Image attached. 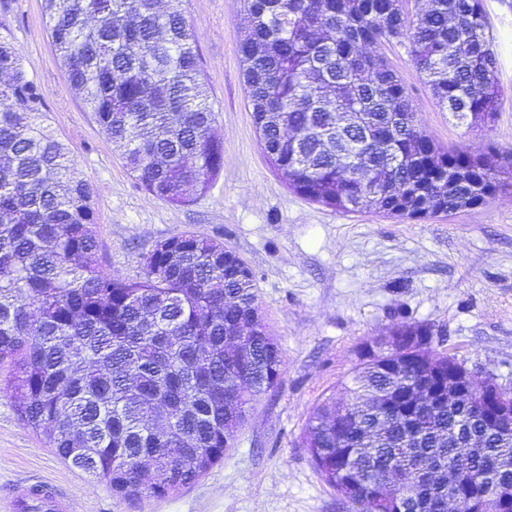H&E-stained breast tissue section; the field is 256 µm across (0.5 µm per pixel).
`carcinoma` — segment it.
I'll use <instances>...</instances> for the list:
<instances>
[{
	"label": "carcinoma",
	"instance_id": "obj_1",
	"mask_svg": "<svg viewBox=\"0 0 512 512\" xmlns=\"http://www.w3.org/2000/svg\"><path fill=\"white\" fill-rule=\"evenodd\" d=\"M243 0L240 46L255 128L295 193L342 212L418 220L478 208L504 187L494 155L443 150L387 61L401 39L438 104L486 125L499 106L481 0ZM46 31L88 111L152 196L205 191L224 145L181 0H45ZM0 366L20 419L112 491L164 497L224 459V437L273 389L280 351L253 276L224 268L197 232L159 242L143 276L102 269L93 189L46 123L43 100L0 36ZM439 336L430 323L388 336ZM455 356L360 354L346 383L376 413L328 400L309 418L315 468L350 512H448V473L480 495L512 486V426L488 431L481 399L448 406ZM474 441L466 456L460 442ZM397 466L392 477L391 466Z\"/></svg>",
	"mask_w": 512,
	"mask_h": 512
}]
</instances>
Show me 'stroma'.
<instances>
[{
	"instance_id": "obj_1",
	"label": "stroma",
	"mask_w": 512,
	"mask_h": 512,
	"mask_svg": "<svg viewBox=\"0 0 512 512\" xmlns=\"http://www.w3.org/2000/svg\"><path fill=\"white\" fill-rule=\"evenodd\" d=\"M501 90L494 123L474 127L442 110L406 42L374 45L402 80L421 131L445 149L512 156V0H482ZM204 62L224 166L185 206L148 194L68 81L45 31L44 0H0L7 37L44 98L54 135L94 188L99 261L128 280L156 243L196 231L250 268L261 314L281 353L277 387L254 402L221 462L165 497L119 495L66 465L0 397V503L34 477L67 512H346L314 467L308 418L345 384L363 343L393 323H431L449 353L512 387V187L484 206L410 220L343 213L288 189L264 154L242 74L248 20L240 0H183Z\"/></svg>"
}]
</instances>
